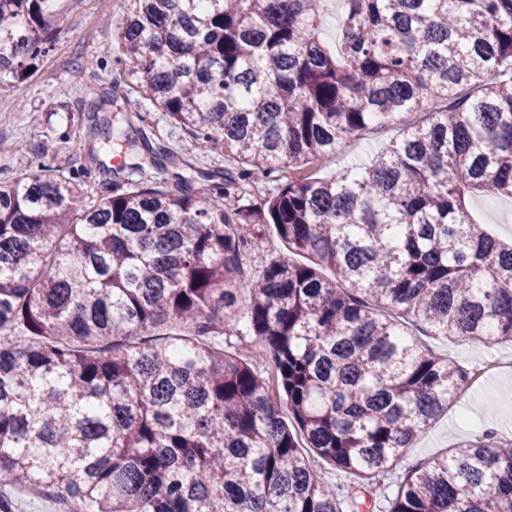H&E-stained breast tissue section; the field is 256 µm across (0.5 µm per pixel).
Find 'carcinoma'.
I'll list each match as a JSON object with an SVG mask.
<instances>
[{
  "label": "carcinoma",
  "mask_w": 512,
  "mask_h": 512,
  "mask_svg": "<svg viewBox=\"0 0 512 512\" xmlns=\"http://www.w3.org/2000/svg\"><path fill=\"white\" fill-rule=\"evenodd\" d=\"M123 2L100 145H131L144 98L230 164L95 199L47 166L0 182V512L26 485L82 512H342L326 467L373 486L466 384L407 326L512 342V241L467 208L512 199V0H336L334 49L329 0ZM60 25L0 0V76ZM393 124L368 164L309 171ZM266 226L287 253L245 278ZM243 321L249 359L224 349ZM387 512H512V441L409 469ZM325 9V18L320 28V34L331 45L336 46L339 37V8L336 0H332Z\"/></svg>",
  "instance_id": "1"
}]
</instances>
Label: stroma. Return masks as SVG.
Here are the masks:
<instances>
[{
  "label": "stroma",
  "instance_id": "stroma-1",
  "mask_svg": "<svg viewBox=\"0 0 512 512\" xmlns=\"http://www.w3.org/2000/svg\"><path fill=\"white\" fill-rule=\"evenodd\" d=\"M58 11L68 24L55 36L50 49L37 58L25 78H0V178H23L40 165L54 167L85 195L106 193L110 175L92 162L88 151H76L88 140L82 102L89 93L122 99L126 86L120 81L115 59L121 49L116 23L123 12L122 0H58ZM85 63L80 77H73L76 63ZM146 115L141 128L147 139L193 160L194 169H181L167 177L169 190L177 191L183 180H196L198 171L223 167L224 156L194 140L168 121L150 100L140 102ZM392 129L369 133L345 144L319 169L327 177L349 165H363L395 137ZM477 223L489 233L512 238V200L474 197L469 206ZM429 348L454 358L468 368L482 366L499 356H512V343L484 345L463 338L429 336ZM494 434L512 440V375L492 374L435 420L429 429L405 450V460L414 464L445 455L459 444Z\"/></svg>",
  "mask_w": 512,
  "mask_h": 512
}]
</instances>
